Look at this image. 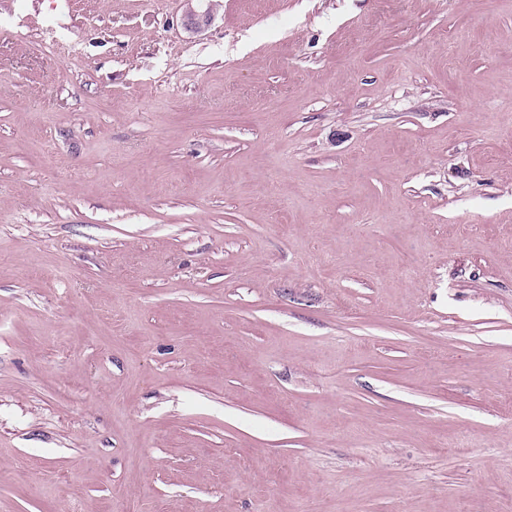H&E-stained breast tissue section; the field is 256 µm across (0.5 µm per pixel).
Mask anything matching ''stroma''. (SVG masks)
I'll use <instances>...</instances> for the list:
<instances>
[{
    "instance_id": "obj_1",
    "label": "stroma",
    "mask_w": 512,
    "mask_h": 512,
    "mask_svg": "<svg viewBox=\"0 0 512 512\" xmlns=\"http://www.w3.org/2000/svg\"><path fill=\"white\" fill-rule=\"evenodd\" d=\"M0 0V512H512V0Z\"/></svg>"
}]
</instances>
